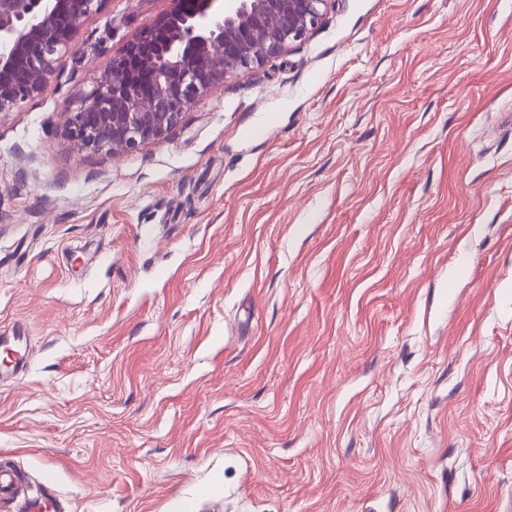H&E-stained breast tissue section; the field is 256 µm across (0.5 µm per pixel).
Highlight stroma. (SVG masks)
I'll list each match as a JSON object with an SVG mask.
<instances>
[{
	"label": "stroma",
	"mask_w": 512,
	"mask_h": 512,
	"mask_svg": "<svg viewBox=\"0 0 512 512\" xmlns=\"http://www.w3.org/2000/svg\"><path fill=\"white\" fill-rule=\"evenodd\" d=\"M0 120V461L67 512H512V0H329L132 153ZM263 136H256V129ZM24 343V345H23ZM27 336L20 329L12 333L0 334V352L10 359L7 368H3L4 373L19 372L25 365L28 351Z\"/></svg>",
	"instance_id": "obj_1"
}]
</instances>
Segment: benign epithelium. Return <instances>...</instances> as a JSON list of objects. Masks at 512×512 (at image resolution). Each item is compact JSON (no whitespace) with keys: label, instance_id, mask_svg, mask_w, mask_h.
Wrapping results in <instances>:
<instances>
[{"label":"benign epithelium","instance_id":"1","mask_svg":"<svg viewBox=\"0 0 512 512\" xmlns=\"http://www.w3.org/2000/svg\"><path fill=\"white\" fill-rule=\"evenodd\" d=\"M107 0H0V120L58 74ZM93 81L65 136L78 151L129 153L162 139L230 77L303 40L329 0H168ZM152 80L143 91L141 75Z\"/></svg>","mask_w":512,"mask_h":512}]
</instances>
